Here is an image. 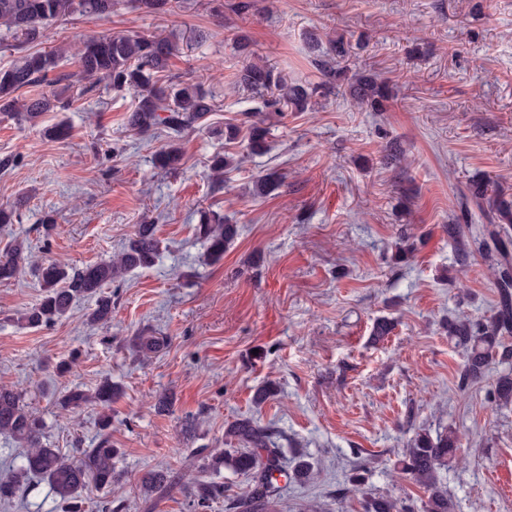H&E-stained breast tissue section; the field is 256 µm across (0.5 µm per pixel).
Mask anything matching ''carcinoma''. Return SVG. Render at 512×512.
I'll return each instance as SVG.
<instances>
[{
	"mask_svg": "<svg viewBox=\"0 0 512 512\" xmlns=\"http://www.w3.org/2000/svg\"><path fill=\"white\" fill-rule=\"evenodd\" d=\"M171 0H0V25L13 33L18 46L37 41L46 24L60 18L80 14L106 18L118 6L139 9L145 13H159L168 9ZM178 36L125 35L99 33L82 39L76 62L78 71L60 74L55 81L71 78L104 81L115 90H129L137 95L135 107L127 113L126 126L141 134H150L165 128L167 144L155 152L152 165L161 170L175 171L181 160L180 138L202 125L214 111V96L201 84L182 79H163L168 60L177 50ZM237 51L244 57L242 66L234 73L231 87L246 92L257 102L253 111L245 113L248 123L246 148L261 154L267 147L270 127L264 115L275 112H308L317 97L336 89V81L346 79L344 93L356 104L372 112L386 111L392 99L389 86L371 72H357L346 77L336 67L338 60L350 55V44L344 37L328 40V47L319 51L314 59L320 81L291 80L278 67L256 57L251 50L248 34L235 37ZM66 52L29 53L21 56L12 66L0 68V113L33 122L45 112L64 111L70 102L61 95H37L21 98L18 92L46 80ZM235 158L216 154L210 160L211 178L224 181L233 170ZM282 185V176L268 172L257 183L258 192L269 194ZM461 210L471 213L476 207L490 222L493 229H473L459 223L445 226L448 242L454 250V263L463 269L476 258H481L493 270L499 301L492 315L473 319L459 314L448 317V341L465 352L458 373V387L466 389L483 380L496 363L502 370L494 379L491 399L499 406L512 404V345L506 339L512 335V235L506 225L512 224V200L490 189L483 178L472 179L460 203ZM197 233L206 245L207 257L218 261L239 235V227L224 220L219 214L203 213ZM160 254V241L155 225H139L134 236L116 255L96 265L82 268L60 263L43 264L38 269L43 295L40 302L22 313L17 322L26 327L48 325L64 316L72 304L91 299L94 307L87 315L89 323L98 325L111 319L112 295L102 288L121 275L151 267ZM27 260L24 245L13 241L0 252V281L16 277ZM167 345V337L140 333L131 338L135 358L155 354ZM118 397V389L106 380L95 393L73 387L60 399L67 408H80L94 400L109 407ZM112 416L99 418V433L92 448H75L64 455L57 448L44 443V423L40 415L23 403L21 395L7 386H0V435L18 442L24 451L20 465L12 480L0 481V502L17 497L21 485L29 477L46 481L58 497L64 512H84L83 490L88 483L102 489H112L117 472V449L112 447L109 429ZM225 439L237 444L231 449L208 450L197 465L199 473H219L227 468L251 478L249 490L242 496L227 499L228 512H277L280 503L278 477L307 481L314 467L308 456L295 453V466L288 470L281 464L280 451L272 443L267 430L249 418L236 420L224 432ZM461 437L448 427L431 435L423 429L411 439L397 468L410 481L427 493L423 512H455L448 489L441 483L440 469L447 466L460 448ZM143 493L152 497L163 496L170 488V475L163 470H147L140 478ZM188 498L196 512H204L210 505L224 499V484L198 478L188 489ZM364 512H404L393 500L369 498Z\"/></svg>",
	"mask_w": 512,
	"mask_h": 512,
	"instance_id": "cac0c4a2",
	"label": "carcinoma"
}]
</instances>
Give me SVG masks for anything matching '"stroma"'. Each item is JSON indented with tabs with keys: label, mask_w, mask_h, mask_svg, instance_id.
<instances>
[{
	"label": "stroma",
	"mask_w": 512,
	"mask_h": 512,
	"mask_svg": "<svg viewBox=\"0 0 512 512\" xmlns=\"http://www.w3.org/2000/svg\"><path fill=\"white\" fill-rule=\"evenodd\" d=\"M237 2L224 0L220 19L215 0H173L162 15L125 6L102 20L73 15L30 44L47 52L93 33L177 30L185 41L170 75L203 83L216 108L205 128L182 136V165L171 172L151 164L165 137L125 124L133 92L80 82L68 110L37 123L0 114V158L15 160L0 172V205L19 207L15 223L0 225V250L20 239L35 261L83 267L152 223L162 251L154 266L107 285L105 325L89 324L90 303L80 300L51 325L20 326L41 299L38 278L26 267L0 283V386L21 392L47 443L66 455L91 447L103 408H65L60 397L107 378L120 386L110 408L120 481L108 491L88 485V512L109 499L122 512H192L182 484L197 473L196 449L223 447L228 425L243 417L273 431L285 463L299 448L314 465L313 480L282 486L284 512H364L368 497L422 512L424 490L393 466L417 431L447 427L461 437V462L441 472L456 512H512V405L488 403V378L458 388L464 352L443 329L449 315L484 318L497 302L483 261L448 285L454 250L443 227L474 176L512 197V0H250L246 12ZM241 31L260 58L311 81L308 34L344 36L357 47L348 70L375 71L394 98L387 111L368 112L338 90L314 111L270 115L266 152L248 154L244 142L214 134L254 105L228 88L243 62ZM59 122L70 125L68 140L45 136ZM390 138L406 150L401 162L383 159ZM224 151L238 165L217 188L207 162ZM271 170L283 185L258 194V176ZM208 210L240 228L217 262L195 237ZM47 218L56 224L49 236ZM403 233L417 250L398 263ZM381 317L395 327L375 343ZM143 330L168 344L136 361L128 342ZM72 355V371L58 376L56 364ZM265 385L274 396L254 403ZM164 391L174 401L159 413L152 402ZM357 467L358 490L348 480ZM149 469L180 482L147 499L139 478Z\"/></svg>",
	"instance_id": "obj_1"
}]
</instances>
